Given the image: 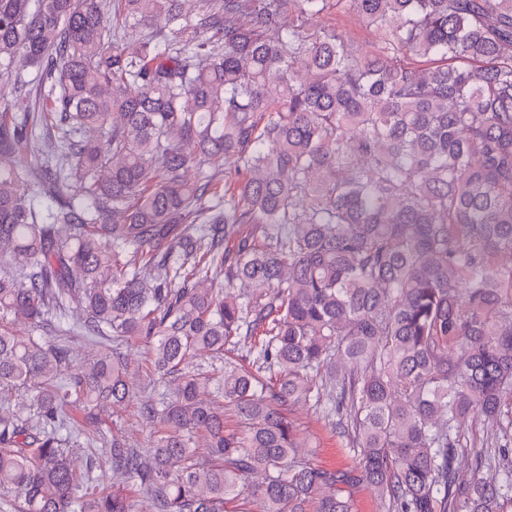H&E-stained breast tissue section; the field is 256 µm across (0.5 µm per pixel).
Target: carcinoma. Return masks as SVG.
Returning a JSON list of instances; mask_svg holds the SVG:
<instances>
[{
  "mask_svg": "<svg viewBox=\"0 0 512 512\" xmlns=\"http://www.w3.org/2000/svg\"><path fill=\"white\" fill-rule=\"evenodd\" d=\"M186 2L0 0V77L19 100L32 68L50 86L38 116L0 106V157L72 160L0 162V318L44 331L0 324V389L26 396L0 400V492L20 512H231L245 492L352 512L362 482L388 512H503L506 449L473 453L492 485L458 459L473 409L512 407V0ZM330 9L375 50L307 27ZM52 333L99 348L74 365ZM258 334L254 371L226 362L211 388L190 366ZM111 337L152 352L147 453L104 430L133 388ZM312 401L357 466L300 455L285 410ZM81 443L100 452L79 466Z\"/></svg>",
  "mask_w": 512,
  "mask_h": 512,
  "instance_id": "obj_1",
  "label": "carcinoma"
}]
</instances>
